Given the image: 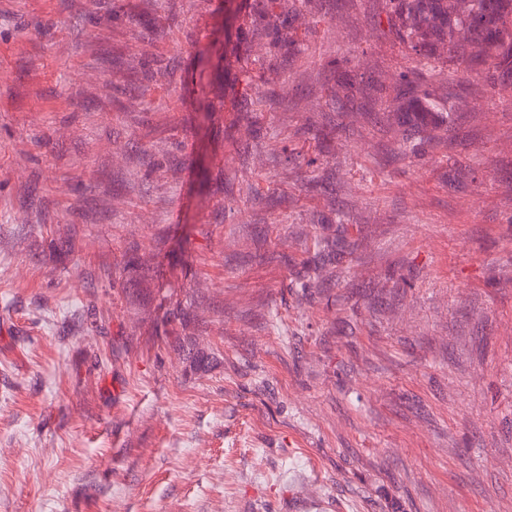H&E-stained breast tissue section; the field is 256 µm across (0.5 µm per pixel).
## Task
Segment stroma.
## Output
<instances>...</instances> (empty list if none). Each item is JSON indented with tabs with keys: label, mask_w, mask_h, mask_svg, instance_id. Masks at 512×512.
Listing matches in <instances>:
<instances>
[{
	"label": "stroma",
	"mask_w": 512,
	"mask_h": 512,
	"mask_svg": "<svg viewBox=\"0 0 512 512\" xmlns=\"http://www.w3.org/2000/svg\"><path fill=\"white\" fill-rule=\"evenodd\" d=\"M220 2L0 0V512H512V88L384 0L217 78ZM334 59L452 127L406 153ZM395 88L389 107L408 119L420 141L434 140L439 133L448 131L454 115L449 98L447 104L443 103L437 89L419 84L414 72H401Z\"/></svg>",
	"instance_id": "35a3bbf8"
}]
</instances>
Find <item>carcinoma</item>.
I'll return each mask as SVG.
<instances>
[{
    "instance_id": "1",
    "label": "carcinoma",
    "mask_w": 512,
    "mask_h": 512,
    "mask_svg": "<svg viewBox=\"0 0 512 512\" xmlns=\"http://www.w3.org/2000/svg\"><path fill=\"white\" fill-rule=\"evenodd\" d=\"M388 32L405 50L463 73L475 72L490 88L512 86V0H385ZM469 31L463 41L461 30ZM336 92L349 100L356 88L334 62ZM417 131L420 140H433L453 121L451 103L437 89L419 84L412 72L396 78L389 101Z\"/></svg>"
}]
</instances>
